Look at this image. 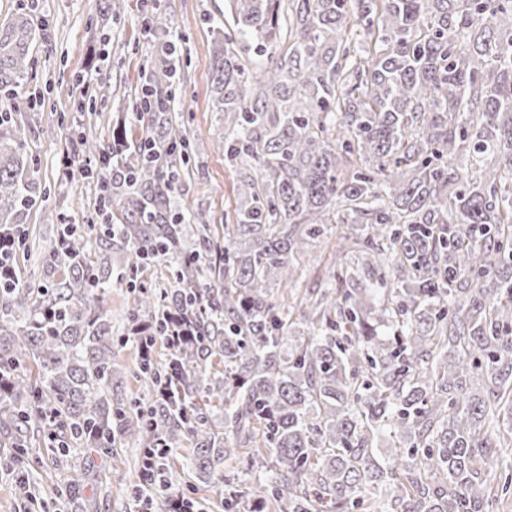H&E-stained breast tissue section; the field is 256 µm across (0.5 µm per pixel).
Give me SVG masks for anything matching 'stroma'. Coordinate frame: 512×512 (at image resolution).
Segmentation results:
<instances>
[{
  "label": "stroma",
  "mask_w": 512,
  "mask_h": 512,
  "mask_svg": "<svg viewBox=\"0 0 512 512\" xmlns=\"http://www.w3.org/2000/svg\"><path fill=\"white\" fill-rule=\"evenodd\" d=\"M170 19L169 40L176 47L174 95L175 127L187 134L192 162L182 176L181 190L189 210L204 212L211 223L223 224L237 206L239 174L229 166L219 144L224 123L211 107V31L224 23V0H162ZM149 0H126L123 11L101 10L100 0H0V19L19 12L37 19L39 27L29 55L28 71L9 110L22 113L29 129V148L39 180L47 189L28 222L39 248H48L60 216L86 223L93 209L90 180H58L60 163L73 143L87 138L98 143L112 133V115L128 113L130 138L142 128L131 116L132 102L144 83L148 65L161 50V42L144 29ZM334 245L326 238L309 242L297 261L295 289L306 293L319 287L331 261ZM127 297L112 291V334L120 342L116 360L124 375L113 383L112 396L131 401L144 382L137 374L136 348L124 342ZM142 450L136 441H117L111 452L92 458L98 477L94 488L65 498L58 492L69 479L71 466L89 459L85 449L72 446L67 464L56 461L42 434L32 437L28 482L35 486L45 508L23 505L16 474L9 464L11 450L0 435V512H128L138 481Z\"/></svg>",
  "instance_id": "1"
}]
</instances>
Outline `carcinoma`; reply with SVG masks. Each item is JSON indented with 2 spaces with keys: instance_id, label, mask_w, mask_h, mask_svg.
I'll list each match as a JSON object with an SVG mask.
<instances>
[{
  "instance_id": "obj_1",
  "label": "carcinoma",
  "mask_w": 512,
  "mask_h": 512,
  "mask_svg": "<svg viewBox=\"0 0 512 512\" xmlns=\"http://www.w3.org/2000/svg\"><path fill=\"white\" fill-rule=\"evenodd\" d=\"M168 32L164 12L147 14ZM224 21L259 52L287 44L260 79L219 27L211 99L237 186L214 237L186 218L168 58L151 62L98 156V223L59 224L21 270L45 195L25 122L0 117V234L21 236L0 288V425L28 463L46 428L60 459L132 437L193 445L189 464L224 486L227 512H489L512 499V0H224ZM35 23H0V89L28 68ZM353 226L352 251L288 305L307 241ZM163 262L164 286L143 279ZM128 339L165 326L183 342L140 356L146 390L112 402L114 281ZM175 370L162 399L156 376ZM271 466L246 490L225 478L240 449Z\"/></svg>"
}]
</instances>
